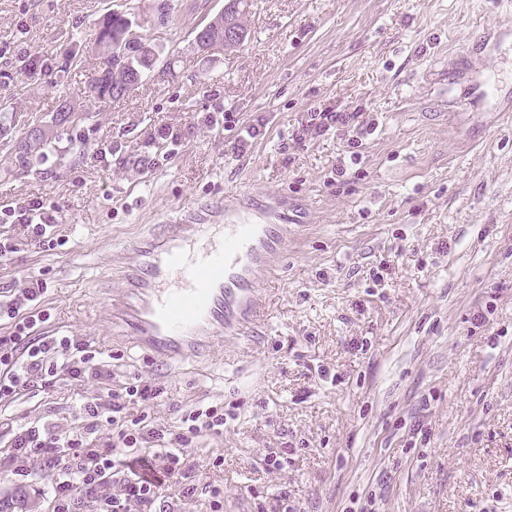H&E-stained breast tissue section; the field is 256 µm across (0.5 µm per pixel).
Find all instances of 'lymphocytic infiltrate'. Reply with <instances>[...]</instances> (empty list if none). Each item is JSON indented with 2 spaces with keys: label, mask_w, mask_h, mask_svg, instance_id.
<instances>
[{
  "label": "lymphocytic infiltrate",
  "mask_w": 512,
  "mask_h": 512,
  "mask_svg": "<svg viewBox=\"0 0 512 512\" xmlns=\"http://www.w3.org/2000/svg\"><path fill=\"white\" fill-rule=\"evenodd\" d=\"M359 125V113L313 109L297 136L314 139ZM57 214L54 203L38 199L0 205L1 223L21 226L30 242L41 245L53 242ZM44 293L43 282L32 276L24 287L0 298V319L9 325L8 333L0 335V404L32 388L54 387L62 376L85 382L110 374L90 343L75 336L41 334L48 320L41 308ZM158 395L156 388L141 383L112 392L107 401H86L78 433L40 422L18 425L11 432L7 457L0 458V469L24 478L31 463L41 473L55 475L51 512H176L174 505L159 504L154 485L126 473L122 459L151 450L160 469L182 484L184 496H195L197 486L189 480L190 450L200 437L223 434L224 409L199 407L186 412L179 425L158 427L137 411ZM105 424L112 427L111 437L89 445V436Z\"/></svg>",
  "instance_id": "1"
}]
</instances>
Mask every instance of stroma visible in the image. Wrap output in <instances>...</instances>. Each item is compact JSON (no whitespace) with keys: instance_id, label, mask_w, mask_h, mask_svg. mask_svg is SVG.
Returning a JSON list of instances; mask_svg holds the SVG:
<instances>
[{"instance_id":"1","label":"stroma","mask_w":512,"mask_h":512,"mask_svg":"<svg viewBox=\"0 0 512 512\" xmlns=\"http://www.w3.org/2000/svg\"><path fill=\"white\" fill-rule=\"evenodd\" d=\"M223 5L167 0L165 24L143 33L173 73L100 104L95 52L67 70L63 54L109 10L148 15L156 0H0V148L54 137L31 171L0 164V204L62 214L52 249L0 223L20 243L0 261V291L42 279L46 330L89 341L113 371L0 409V456L12 427L78 430L84 401L141 381L161 391L144 408L156 424L201 405L231 413L193 449L197 484L223 486L224 512H273L283 494L294 512H350L371 493L375 512H512V121L463 99L491 62L478 29L500 40L499 96H512V0H252L245 46L197 51L193 28ZM65 101L86 113L60 127ZM313 107L369 115L358 159L333 133L295 139ZM213 112L231 113L229 129L210 126ZM258 122L265 137L234 152ZM265 189L304 222L254 333L168 365L118 336L105 290L124 243L177 207ZM419 422L428 438L413 446ZM270 453L282 468L266 469ZM124 467L179 498L148 451ZM51 494V477L0 472V512H49Z\"/></svg>"}]
</instances>
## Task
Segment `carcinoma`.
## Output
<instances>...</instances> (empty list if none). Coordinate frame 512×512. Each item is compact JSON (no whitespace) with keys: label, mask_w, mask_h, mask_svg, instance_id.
Listing matches in <instances>:
<instances>
[{"label":"carcinoma","mask_w":512,"mask_h":512,"mask_svg":"<svg viewBox=\"0 0 512 512\" xmlns=\"http://www.w3.org/2000/svg\"><path fill=\"white\" fill-rule=\"evenodd\" d=\"M251 0H224V23L239 29L243 34H249L247 16ZM134 17L128 13L109 12L98 22L94 32L92 47H97L104 41L117 42L127 31ZM159 51L149 39L144 44L138 43L123 47L122 56L117 59L110 57L101 59V75L91 86L90 97L97 103H104L123 96L124 84L129 77H144L158 65ZM48 138L42 136L30 143L24 142L15 155V165L22 171L33 166V152L44 148Z\"/></svg>","instance_id":"carcinoma-1"}]
</instances>
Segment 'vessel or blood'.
<instances>
[{"label": "vessel or blood", "mask_w": 512, "mask_h": 512, "mask_svg": "<svg viewBox=\"0 0 512 512\" xmlns=\"http://www.w3.org/2000/svg\"><path fill=\"white\" fill-rule=\"evenodd\" d=\"M281 206L271 196L258 205L181 207L131 240L122 297L110 306L122 335L165 363L251 335L266 315L263 288L288 233Z\"/></svg>", "instance_id": "1"}]
</instances>
